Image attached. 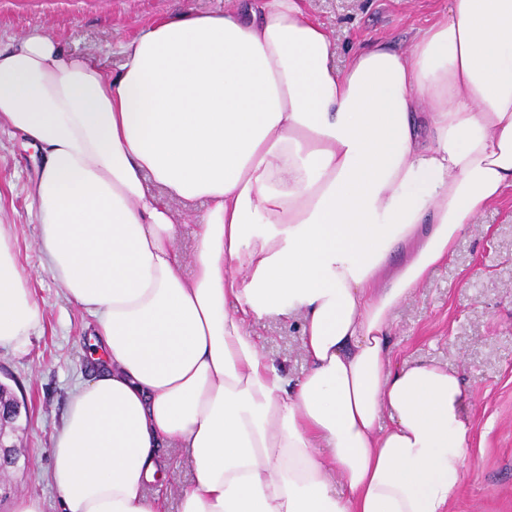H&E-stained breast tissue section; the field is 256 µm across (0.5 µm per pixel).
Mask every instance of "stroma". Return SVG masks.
<instances>
[{"mask_svg": "<svg viewBox=\"0 0 512 512\" xmlns=\"http://www.w3.org/2000/svg\"><path fill=\"white\" fill-rule=\"evenodd\" d=\"M306 6L333 38L342 66L354 49L378 43L407 49L448 0H306ZM223 7L224 0H0V43L38 26L72 53L100 56L114 77L121 45L148 23ZM41 162L21 133L0 131V224L11 227L19 267L43 315L24 349L0 346V382L21 404L10 436L18 462L0 479V512H13L23 496L39 500L43 512H61L46 478L54 438L74 388L95 373L94 319L43 268L29 197ZM252 329L270 363L289 379L301 376L298 321L266 318ZM391 350L398 363L458 369L467 388L469 453L448 512H512V189L484 207L448 261L395 309Z\"/></svg>", "mask_w": 512, "mask_h": 512, "instance_id": "35a3bbf8", "label": "stroma"}]
</instances>
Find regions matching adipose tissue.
I'll return each mask as SVG.
<instances>
[{
	"label": "adipose tissue",
	"instance_id": "obj_1",
	"mask_svg": "<svg viewBox=\"0 0 512 512\" xmlns=\"http://www.w3.org/2000/svg\"><path fill=\"white\" fill-rule=\"evenodd\" d=\"M122 53L111 78L38 27L0 47V130L43 156L44 267L97 321L52 449L63 512H164L163 443L190 455L180 512H448L467 392L388 335L512 189V0H448L342 68L305 0H225ZM167 194L207 204L188 277ZM273 315L300 321L293 381L250 331ZM41 317L0 229V345Z\"/></svg>",
	"mask_w": 512,
	"mask_h": 512
}]
</instances>
